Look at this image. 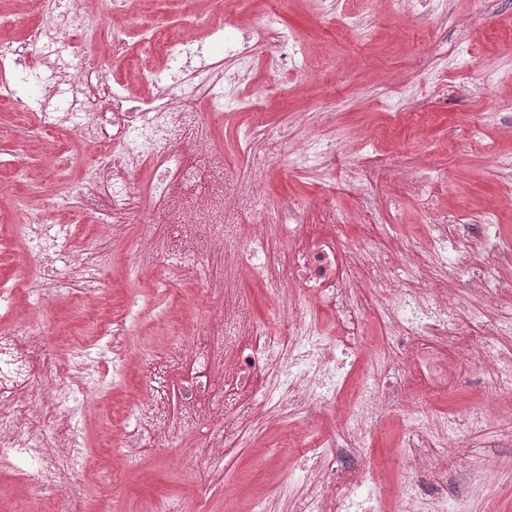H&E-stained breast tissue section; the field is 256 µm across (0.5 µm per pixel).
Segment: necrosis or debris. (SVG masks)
I'll return each mask as SVG.
<instances>
[{
  "label": "necrosis or debris",
  "mask_w": 512,
  "mask_h": 512,
  "mask_svg": "<svg viewBox=\"0 0 512 512\" xmlns=\"http://www.w3.org/2000/svg\"><path fill=\"white\" fill-rule=\"evenodd\" d=\"M90 2L75 8L62 0H38L45 23L30 27L23 38L0 41V63L25 82L35 76L32 55L55 57L57 84L40 105L47 124L72 125L99 154L83 171L84 210L110 217L116 227L131 214L154 212L179 231L174 244L182 262L169 261L174 244L167 237L149 235L131 250L138 272L156 270L164 280L188 283L197 279L202 261L224 259L206 285L209 312L223 316V327L207 330L201 351L173 340L150 362L147 386H156L159 375H172L186 410L201 412L209 439L220 448L238 447L263 421L316 428L306 443L315 465L357 487L364 484L354 453L362 434L384 419L400 418L395 446L409 475L401 512H411L422 497L444 501L449 489L476 487L485 466L472 463L467 442L451 434L458 389L475 391L490 420L512 417V242L498 233L495 213L469 219L424 204L423 232L396 226L391 251L346 224H307L304 207L269 203L259 160L272 143L281 164L333 156L337 141L289 142L257 119L262 96L242 102L232 93L255 55L266 56L275 68L287 64L295 47L292 32L271 31L269 19L256 17L250 40L224 47L235 69L218 60L190 72L183 61L186 32L161 33L153 47L165 65L149 73L150 95L131 106L85 49L96 45L105 21L135 0ZM17 84L1 83L0 100L29 111L33 103ZM223 110L246 120V136L229 164L205 118ZM143 169L151 180L137 196L127 180ZM207 170L220 175V185L185 205L184 195ZM156 198L164 203L157 212L150 206ZM15 232L37 244L53 272L49 280H29L32 308L72 293L77 279L83 295L94 296L109 255L74 252L60 229L28 212ZM247 272L260 278L274 304L261 321L253 319L240 291ZM135 318L130 311L113 320L96 353L71 349L62 365L44 348L38 319L0 331V463L14 467L17 479L29 485L31 507L53 497L59 472L83 455L77 395L91 378L88 363L122 351ZM21 335L29 342L23 353L16 344ZM340 351L372 365L348 400L336 362ZM36 367L43 377L39 383L28 378ZM46 380L51 390L43 389ZM48 414L65 415L67 440L41 428L39 419ZM112 426L128 448L148 433L170 443L186 433L180 423H149L132 415L113 417ZM451 461L458 466L453 487Z\"/></svg>",
  "instance_id": "obj_1"
}]
</instances>
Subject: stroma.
Returning a JSON list of instances; mask_svg holds the SVG:
<instances>
[{
    "label": "stroma",
    "mask_w": 512,
    "mask_h": 512,
    "mask_svg": "<svg viewBox=\"0 0 512 512\" xmlns=\"http://www.w3.org/2000/svg\"><path fill=\"white\" fill-rule=\"evenodd\" d=\"M268 7V0H248L245 13L225 15L213 34L207 0H147L143 10L126 17L128 56L113 54L108 28L93 52L107 78L131 79L133 92L145 94V72L162 64L148 46L152 30L175 31L196 19L193 32L205 56L213 57L223 54L225 43L245 40L247 15L264 14ZM319 9L316 0H288L275 24L293 32L299 54L276 74L265 57H257L241 93L248 97L257 87L277 82L279 90L268 95L263 119L290 138L348 135L345 152L336 159L335 206L320 203L327 169L309 163L272 165L266 194L309 205L311 224L326 223L334 211L350 224L416 228L423 212L410 185L421 172L424 154L434 173L448 180L438 202L441 211L467 214L478 203L498 206L499 184L512 177L499 164L512 159V140L499 134L502 125L512 123V0H420L400 15L372 8L369 0H339L340 12L356 20L349 32L320 16ZM0 17L9 20L0 36L11 38L42 20L36 0H0ZM133 60L138 63L134 69L129 66ZM438 84L448 85V92L435 93ZM317 112L334 113L333 123L320 127L313 120ZM474 121L485 127L476 142L468 139ZM91 155L76 132L48 130L40 113L0 106V286L13 289L16 298L14 309L0 320L4 324L24 319V283L41 272L28 244L14 232L21 211L42 212L51 223L67 226V245L81 248L94 218L75 204L82 167ZM391 164L398 180L380 183L376 168ZM350 169L366 180V194L350 188ZM390 196L399 201L398 213L384 207ZM159 230L158 224L136 220L120 240L113 239L111 228L98 231V248L114 258L104 278L113 315L131 308L142 315L132 328L138 349L118 362L99 364L97 381L86 391V455L81 466L60 472L59 491L70 512H285L302 485L306 459L282 457L286 432L281 425L264 426L244 447L225 449L207 467L201 463L204 438L197 430L172 444L145 439L133 455L107 435L112 412L150 400L149 392L136 388L145 370L139 349L160 352L172 338L189 341L203 330L197 284L147 282L130 270L129 246ZM40 318L43 345L60 355L70 346L92 345L103 331L88 303L66 295L48 300ZM497 435L491 426L468 433L473 456L495 458L498 466L470 490L466 512H512V489L502 479L512 470V447H496ZM363 462L375 512H397L403 480L397 449L382 434L368 435Z\"/></svg>",
    "instance_id": "stroma-1"
}]
</instances>
